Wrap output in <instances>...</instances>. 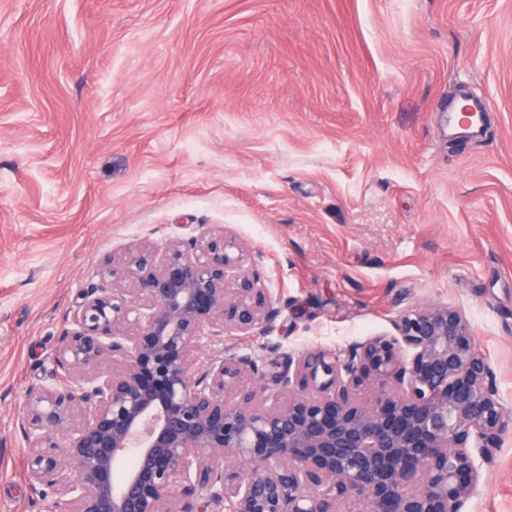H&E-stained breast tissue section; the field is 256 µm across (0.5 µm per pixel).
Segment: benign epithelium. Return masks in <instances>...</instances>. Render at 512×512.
<instances>
[{
	"instance_id": "1",
	"label": "benign epithelium",
	"mask_w": 512,
	"mask_h": 512,
	"mask_svg": "<svg viewBox=\"0 0 512 512\" xmlns=\"http://www.w3.org/2000/svg\"><path fill=\"white\" fill-rule=\"evenodd\" d=\"M448 124L470 132L469 109ZM103 263L27 392L31 485L51 512H463L512 411L460 310L403 311L343 353L259 358L262 256L233 236Z\"/></svg>"
}]
</instances>
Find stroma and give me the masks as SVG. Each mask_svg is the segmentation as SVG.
Listing matches in <instances>:
<instances>
[{
	"label": "stroma",
	"instance_id": "35a3bbf8",
	"mask_svg": "<svg viewBox=\"0 0 512 512\" xmlns=\"http://www.w3.org/2000/svg\"><path fill=\"white\" fill-rule=\"evenodd\" d=\"M223 229L274 300L239 347L448 304L512 409V0H0V512L49 510L24 398L103 260ZM481 472L465 512H512V436Z\"/></svg>",
	"mask_w": 512,
	"mask_h": 512
}]
</instances>
